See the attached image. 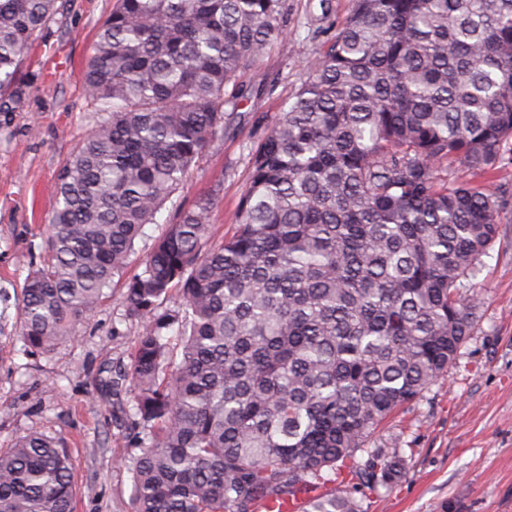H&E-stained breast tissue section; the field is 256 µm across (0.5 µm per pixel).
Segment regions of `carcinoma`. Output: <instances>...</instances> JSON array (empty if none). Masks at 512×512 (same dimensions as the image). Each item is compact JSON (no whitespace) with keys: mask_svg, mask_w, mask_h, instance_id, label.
<instances>
[{"mask_svg":"<svg viewBox=\"0 0 512 512\" xmlns=\"http://www.w3.org/2000/svg\"><path fill=\"white\" fill-rule=\"evenodd\" d=\"M62 7L0 0L6 123ZM285 14L286 0H115L81 73L95 110L15 332L25 354L50 352L122 288L138 325L118 371L134 512H266L309 492L304 512H360L352 492L402 476L400 453L369 438L470 336L502 202L440 173L512 165V0H351L251 148L234 231L208 245L217 193L199 197L126 275ZM75 498L60 441L0 452V512H74Z\"/></svg>","mask_w":512,"mask_h":512,"instance_id":"cac0c4a2","label":"carcinoma"}]
</instances>
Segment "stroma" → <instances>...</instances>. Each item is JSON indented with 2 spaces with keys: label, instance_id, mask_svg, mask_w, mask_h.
I'll return each mask as SVG.
<instances>
[{
  "label": "stroma",
  "instance_id": "1",
  "mask_svg": "<svg viewBox=\"0 0 512 512\" xmlns=\"http://www.w3.org/2000/svg\"><path fill=\"white\" fill-rule=\"evenodd\" d=\"M113 0H66L63 17L40 39L19 79L28 87L20 112L0 124V450L16 437L43 433L71 453L76 512H132L131 452L125 429L127 386H102L127 363L136 336L114 289L76 338L35 356L15 333L17 302L29 270L44 258L45 228L57 201L58 174L87 131L94 110L79 73ZM285 41L272 44L245 81L263 87L241 100L191 172L182 191L148 224L135 244L140 262L177 207L217 193L214 237L230 232L247 188L250 149L266 124L288 109L312 58L342 29L350 0H286ZM449 182L472 183L499 200L497 239L475 280L476 322L447 376L396 411L369 439L399 449L401 478L388 490L364 493L362 512H512V165L485 176L456 164Z\"/></svg>",
  "mask_w": 512,
  "mask_h": 512
}]
</instances>
